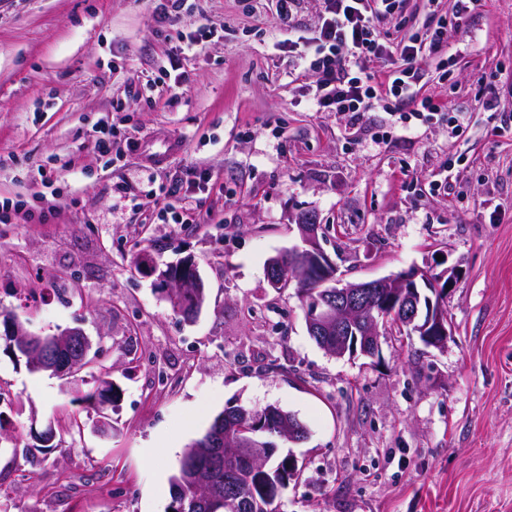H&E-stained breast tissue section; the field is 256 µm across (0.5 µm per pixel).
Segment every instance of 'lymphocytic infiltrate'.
Here are the masks:
<instances>
[{"mask_svg":"<svg viewBox=\"0 0 512 512\" xmlns=\"http://www.w3.org/2000/svg\"><path fill=\"white\" fill-rule=\"evenodd\" d=\"M323 11L315 31L314 55L299 54L298 66L313 76V103L320 112H368L384 104L401 121L422 119L435 111L421 93L419 62L439 50L449 31L460 30L479 0H454L450 24L434 28L428 38L410 37L394 48L391 27L401 17L403 0H321ZM400 54L403 63L385 75H366L362 65Z\"/></svg>","mask_w":512,"mask_h":512,"instance_id":"1","label":"lymphocytic infiltrate"}]
</instances>
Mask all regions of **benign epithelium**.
I'll list each match as a JSON object with an SVG mask.
<instances>
[{"instance_id": "7a95c632", "label": "benign epithelium", "mask_w": 512, "mask_h": 512, "mask_svg": "<svg viewBox=\"0 0 512 512\" xmlns=\"http://www.w3.org/2000/svg\"><path fill=\"white\" fill-rule=\"evenodd\" d=\"M297 228L301 245L271 258L267 265V278L272 287L278 288L286 275L289 281L299 284L313 271L321 275L318 287L323 292L319 298L308 300L303 295L301 299L310 335L336 337V344H323V349L329 354L344 357L346 337L351 335L364 337L367 344L364 354L377 352L379 327L364 317L377 298L384 308L394 306L400 309L403 323L411 329V334L430 339L435 347L445 343L449 336L447 312L440 302L435 304L430 299L422 302L419 289L435 288L441 294L448 293L457 283L456 268H445L439 272L411 268L370 281L345 282L321 248L318 237L320 225L315 218L310 216L298 220ZM159 279L162 287L173 293L190 290L198 295L199 301H204V284L192 259H184L159 271ZM89 350L85 333L78 328H70L59 333L51 346L29 349L28 356L37 370L66 372L73 376L88 361ZM236 429L235 434L214 442L217 450L213 452L210 470L192 468L188 470L187 480L207 483L209 471L219 468L224 458L242 457L253 464L265 463V454L254 447L250 439L242 436L247 428L240 423Z\"/></svg>"}]
</instances>
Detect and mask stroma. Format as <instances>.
<instances>
[{"mask_svg":"<svg viewBox=\"0 0 512 512\" xmlns=\"http://www.w3.org/2000/svg\"><path fill=\"white\" fill-rule=\"evenodd\" d=\"M453 5L405 0L394 41ZM154 7L0 0V198L33 212L0 223V312L38 336L82 329L101 352L72 384L0 339V512H168L187 446L237 405L307 428L276 441L301 469L278 512H512V0H482L424 59L439 110L408 127L315 111L271 0H183L169 24ZM189 34L176 103L127 95ZM102 129L130 138L119 158L95 150ZM177 179L195 223L133 206ZM304 214L343 280L460 269L446 346L385 325L377 358L321 349L294 289L266 279ZM187 257L207 289L191 322L148 269ZM104 368L119 394L106 435L70 402ZM48 427L35 478L19 480L14 447Z\"/></svg>","mask_w":512,"mask_h":512,"instance_id":"35a3bbf8","label":"stroma"}]
</instances>
